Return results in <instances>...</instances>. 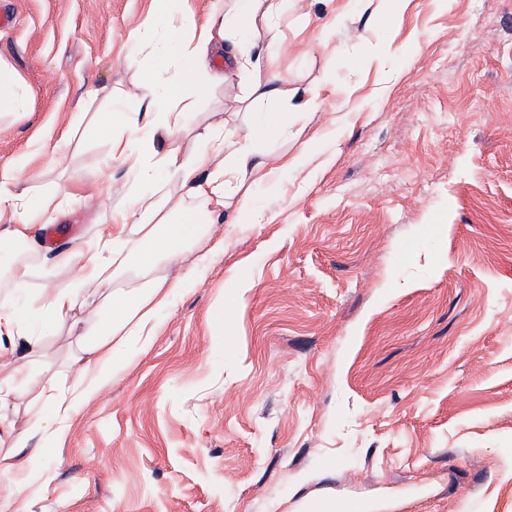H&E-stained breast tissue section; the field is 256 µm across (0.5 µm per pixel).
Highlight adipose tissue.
<instances>
[{
  "mask_svg": "<svg viewBox=\"0 0 512 512\" xmlns=\"http://www.w3.org/2000/svg\"><path fill=\"white\" fill-rule=\"evenodd\" d=\"M287 9L288 0H220L192 39L173 14L152 13L147 26L165 35L176 77L160 71L142 83L134 112L143 121L132 124L127 134H113V113L102 114L97 121L110 136L111 159L120 160L147 188L133 193L125 208L111 212L79 278L68 287L50 289L41 306L49 322L72 331L75 376L64 390L55 377L35 383L15 372L0 377V401L23 395L34 385L39 399L51 405L54 420H67L80 403L127 369L129 344L145 349L157 336L158 313L181 285L180 279L170 276L169 267L188 252L203 258L213 253L209 226L221 217L233 224L263 223V213L251 202L252 187L275 183L282 171L312 160L308 147L291 156L279 154L272 162L259 152L260 142L288 131L287 120L271 112L251 113L243 136L206 124L195 128L193 149H184L179 138L196 96L208 92L220 78L211 58L224 52L229 64L241 63L255 48L259 31ZM131 135L145 137L142 150H130ZM20 175L17 169L0 174V242L15 248L26 247L34 226L55 223L62 203L79 195L76 186L62 185L54 191L59 205L35 206L29 190L20 185ZM171 181L182 189L176 213L168 206ZM17 344L28 357L42 354L20 311L1 303L0 349Z\"/></svg>",
  "mask_w": 512,
  "mask_h": 512,
  "instance_id": "obj_1",
  "label": "adipose tissue"
}]
</instances>
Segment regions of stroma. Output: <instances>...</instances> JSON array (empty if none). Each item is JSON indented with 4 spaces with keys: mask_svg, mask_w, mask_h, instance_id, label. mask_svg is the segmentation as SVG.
Wrapping results in <instances>:
<instances>
[{
    "mask_svg": "<svg viewBox=\"0 0 512 512\" xmlns=\"http://www.w3.org/2000/svg\"><path fill=\"white\" fill-rule=\"evenodd\" d=\"M155 0H0V68L23 91L0 116V172L45 201L79 186L35 267L95 238L134 177L109 159L99 114L136 92L163 47ZM229 69L191 122L245 131L255 79L321 102L265 144L314 160L258 185L262 224L218 222L223 251L188 253L148 349L79 407L60 436L27 441L33 394L0 406V454L26 443L27 488L0 476V512H512V0H296ZM386 63L370 61L386 43ZM69 142H61L62 132ZM111 164L113 185L99 177ZM11 293L44 350L0 354L69 385L66 329L40 315L45 284ZM249 274L251 286L236 288ZM223 323H216V315Z\"/></svg>",
    "mask_w": 512,
    "mask_h": 512,
    "instance_id": "stroma-1",
    "label": "stroma"
}]
</instances>
